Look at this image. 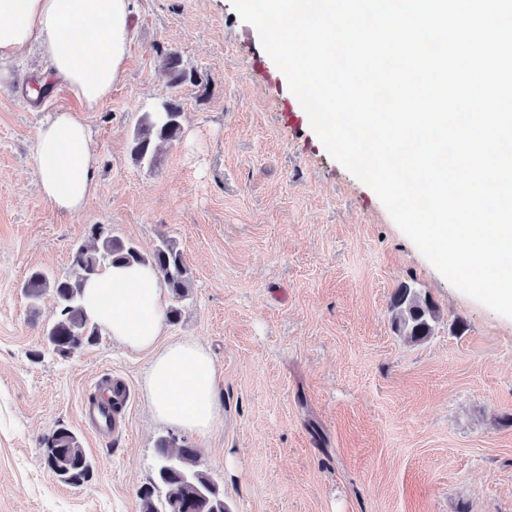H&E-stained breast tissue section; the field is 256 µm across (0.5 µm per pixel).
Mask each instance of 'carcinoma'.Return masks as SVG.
Returning a JSON list of instances; mask_svg holds the SVG:
<instances>
[{"instance_id": "cac0c4a2", "label": "carcinoma", "mask_w": 512, "mask_h": 512, "mask_svg": "<svg viewBox=\"0 0 512 512\" xmlns=\"http://www.w3.org/2000/svg\"><path fill=\"white\" fill-rule=\"evenodd\" d=\"M164 66L173 87L195 80L183 68L176 52L165 55ZM180 118V107L171 100L159 103L152 112L143 113L130 145L132 160L140 166L153 167L155 144L180 138ZM91 235L96 245L91 248L81 245L74 250L70 276L57 278L44 271H34L23 285L24 293L32 300L52 292L57 314L54 322L46 327L45 336L52 350L62 356L76 352L99 336V326L85 315L82 288L85 281L97 276L103 268L113 264L148 265L162 276L175 300L185 297L191 286L189 267L175 240L165 238L151 254L145 255L134 244L112 236L101 224L92 225ZM391 305L397 332L415 342L430 336L436 308L429 300L405 285L393 293ZM54 435L53 473L65 484L84 482L90 477L92 462L78 436L64 427L54 431ZM174 442L173 437L158 442L155 478L138 493L141 512H231L224 500V490L197 469L198 449L185 443L173 452Z\"/></svg>"}]
</instances>
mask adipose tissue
Here are the masks:
<instances>
[{"mask_svg": "<svg viewBox=\"0 0 512 512\" xmlns=\"http://www.w3.org/2000/svg\"><path fill=\"white\" fill-rule=\"evenodd\" d=\"M133 33L131 0H0V62L37 45L45 66L30 96L60 86L81 105L80 111L61 112L38 129L37 185L57 212L79 213L94 191L98 153L80 114L111 94ZM165 294L163 281L150 268L111 266L86 282L82 304L113 340L152 353L145 395L153 416L205 435L224 412L215 361L195 342L162 343Z\"/></svg>", "mask_w": 512, "mask_h": 512, "instance_id": "ef3b65f1", "label": "adipose tissue"}]
</instances>
